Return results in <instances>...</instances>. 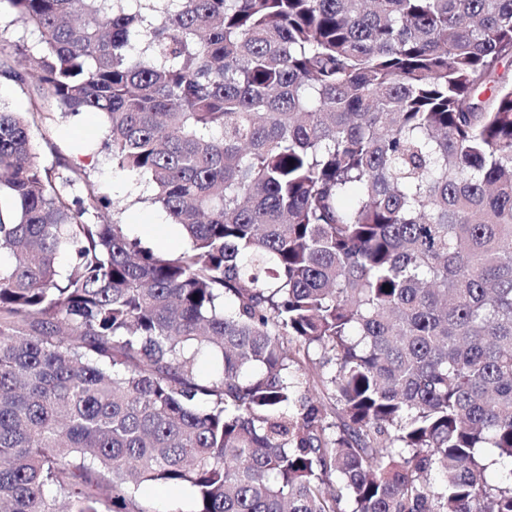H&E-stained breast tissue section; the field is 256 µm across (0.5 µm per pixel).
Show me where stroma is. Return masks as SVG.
<instances>
[{
  "mask_svg": "<svg viewBox=\"0 0 512 512\" xmlns=\"http://www.w3.org/2000/svg\"><path fill=\"white\" fill-rule=\"evenodd\" d=\"M34 137L42 144L39 155L42 165L49 166L56 158H64L84 170L100 192L121 199L122 205L115 211L114 220L123 224L129 236L141 238L144 244L164 253L176 254L185 248L187 241L180 235L173 241L160 243L144 235L143 225L164 224L168 218L160 207L149 203L151 189L145 180L113 164L103 146L101 118L89 114L57 117L44 122Z\"/></svg>",
  "mask_w": 512,
  "mask_h": 512,
  "instance_id": "obj_1",
  "label": "stroma"
}]
</instances>
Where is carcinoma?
Instances as JSON below:
<instances>
[{"label": "carcinoma", "mask_w": 512, "mask_h": 512, "mask_svg": "<svg viewBox=\"0 0 512 512\" xmlns=\"http://www.w3.org/2000/svg\"><path fill=\"white\" fill-rule=\"evenodd\" d=\"M124 2L0 0V512H512V0ZM47 103L181 252L38 162ZM0 34L3 39L11 42H25L29 46L37 40V35L30 28L14 20V16L2 10L0 16ZM3 91L0 92V108L8 112H26L31 107L33 99V86L31 82L21 84L9 80V83L2 84ZM141 494L154 503L161 512H171V510L190 512L195 508L192 494L184 486H162L150 483L142 487Z\"/></svg>", "instance_id": "obj_1"}]
</instances>
